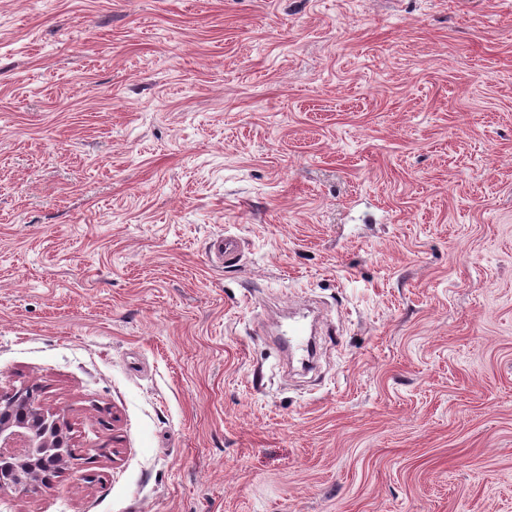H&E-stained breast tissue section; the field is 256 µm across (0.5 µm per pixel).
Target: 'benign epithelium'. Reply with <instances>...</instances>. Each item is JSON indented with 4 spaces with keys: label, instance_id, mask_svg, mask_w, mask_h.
Listing matches in <instances>:
<instances>
[{
    "label": "benign epithelium",
    "instance_id": "obj_1",
    "mask_svg": "<svg viewBox=\"0 0 512 512\" xmlns=\"http://www.w3.org/2000/svg\"><path fill=\"white\" fill-rule=\"evenodd\" d=\"M71 458L70 426L26 389L0 394V492L27 495L48 483Z\"/></svg>",
    "mask_w": 512,
    "mask_h": 512
}]
</instances>
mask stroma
Here are the masks:
<instances>
[{"mask_svg":"<svg viewBox=\"0 0 512 512\" xmlns=\"http://www.w3.org/2000/svg\"><path fill=\"white\" fill-rule=\"evenodd\" d=\"M33 385L78 458L0 512H512V0H0Z\"/></svg>","mask_w":512,"mask_h":512,"instance_id":"stroma-1","label":"stroma"}]
</instances>
